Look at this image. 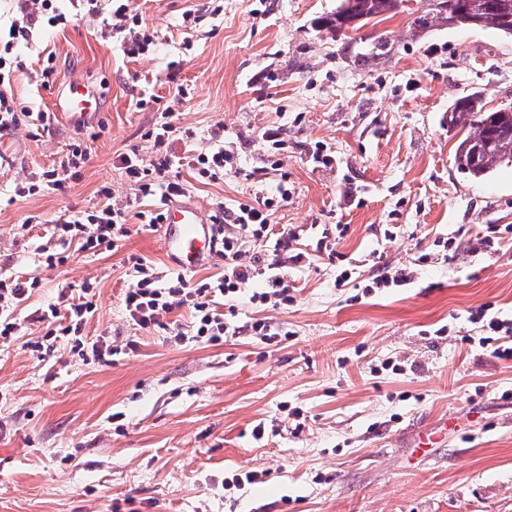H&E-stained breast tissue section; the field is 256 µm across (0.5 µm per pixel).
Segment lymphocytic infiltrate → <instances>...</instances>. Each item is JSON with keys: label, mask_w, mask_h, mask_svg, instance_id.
Segmentation results:
<instances>
[{"label": "lymphocytic infiltrate", "mask_w": 512, "mask_h": 512, "mask_svg": "<svg viewBox=\"0 0 512 512\" xmlns=\"http://www.w3.org/2000/svg\"><path fill=\"white\" fill-rule=\"evenodd\" d=\"M19 16L12 24L8 38L0 45V137L13 132L19 124L18 106L11 91V76L20 70L21 62L16 48L21 39L27 38L32 26L45 21L58 23L60 14L54 0H17ZM176 132L172 123L164 122L150 133L153 141V156L143 159L138 153L122 155L121 163L130 182L137 185L141 195L178 197L184 193V185L177 173L181 165L179 156L168 150V141ZM89 160L88 153L81 145H71L65 160L58 167L44 171L42 184L24 181L14 186L16 197L24 198L34 194L37 188L47 191L64 190L66 183L75 178L82 165ZM190 166L205 182L223 179L225 174L237 172L236 158L226 146L218 145L208 151L192 156ZM99 201L89 210L73 212L56 226L58 249L39 247L46 265L56 266L66 260L65 248L74 246L81 252H98L113 249L129 235L130 219H138L143 228L157 231L162 224V212L135 211L131 206L120 207L112 201L108 188L98 191ZM286 186H279L274 198H263L252 203H241L229 208L217 206L212 214L214 223L223 225L219 250L223 259L220 271L196 282L176 276L169 279L158 275L155 268L144 258L132 257L129 268L131 283L124 294L126 315L133 325L150 330L159 328L168 331L178 340L217 343L224 337L235 335V328L224 319L221 303L233 299L248 288L255 279H262L265 286L252 293L253 304L277 306L291 302L288 273L283 262L276 256L269 257L255 251L257 242L273 241L276 251L289 249L293 239L291 233L275 232L272 216L279 199L288 198ZM40 281L37 277L0 272V339L8 340L19 335L23 320L45 324L44 339L30 342L29 348L36 352L38 359H45L51 348L49 339L70 336L74 339L75 351H89L95 363H108L113 356L124 349H135V341L120 346L108 340L84 343L82 336L87 323L97 311L96 293L91 282H69L58 290L57 301L45 307L27 308ZM26 308V317H19L18 308ZM188 308L192 317L191 331L170 318L178 308Z\"/></svg>", "instance_id": "lymphocytic-infiltrate-1"}]
</instances>
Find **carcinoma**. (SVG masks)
<instances>
[{
	"label": "carcinoma",
	"instance_id": "cac0c4a2",
	"mask_svg": "<svg viewBox=\"0 0 512 512\" xmlns=\"http://www.w3.org/2000/svg\"><path fill=\"white\" fill-rule=\"evenodd\" d=\"M400 2L340 0L336 12L321 24L338 32L357 31L382 15H395ZM432 11L442 19L459 14L467 27L512 35V0H432ZM449 119L460 134L455 158L462 172L485 178L512 163V109L487 110L481 97L472 93L454 102Z\"/></svg>",
	"mask_w": 512,
	"mask_h": 512
}]
</instances>
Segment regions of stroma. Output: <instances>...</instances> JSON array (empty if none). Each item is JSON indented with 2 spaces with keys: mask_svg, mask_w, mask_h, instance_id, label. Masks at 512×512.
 <instances>
[{
  "mask_svg": "<svg viewBox=\"0 0 512 512\" xmlns=\"http://www.w3.org/2000/svg\"><path fill=\"white\" fill-rule=\"evenodd\" d=\"M337 3L133 0L155 45L131 58L107 27L110 0L95 14L62 0L66 22L19 43L12 92L31 111H48L54 88L80 77L107 103L83 129L56 119L47 132L22 125L0 138V260L40 280L37 307L56 302L62 281H91L98 311L85 341L139 345L89 364L63 336L42 362L27 343L46 328L27 320L0 341V512H512V359L480 347L471 321L481 307L512 316V166L462 173L448 131L449 107L468 93L490 110L512 106V37L434 18L415 30L430 0L339 36L319 24ZM166 119L196 133L170 139L174 154L207 150L219 126L238 154L240 174L208 185L181 168L204 212L284 182L291 195L273 222L297 232L300 248L314 249L317 225L345 227L338 261L289 265L288 305L238 297L241 331L216 345L129 323V256L174 274L160 233L134 223L118 251H75L55 268L36 252L101 187L114 203L134 201L120 157H149L146 134ZM271 127L288 142L277 170L262 138ZM75 141L90 155L77 179L15 198L16 180L39 181ZM322 145L335 157L327 168L310 161ZM29 214L44 221L21 231ZM443 238L454 243L447 259L420 263ZM383 266L413 268L412 284L365 293ZM344 269L352 287L336 285ZM255 318L285 330L281 343L252 336ZM443 417L461 431L416 456L412 430ZM249 470L262 482L234 485Z\"/></svg>",
  "mask_w": 512,
  "mask_h": 512,
  "instance_id": "obj_1",
  "label": "stroma"
}]
</instances>
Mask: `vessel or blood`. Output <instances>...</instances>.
Here are the masks:
<instances>
[{
    "mask_svg": "<svg viewBox=\"0 0 512 512\" xmlns=\"http://www.w3.org/2000/svg\"><path fill=\"white\" fill-rule=\"evenodd\" d=\"M103 94L82 80L69 81L52 99L51 109L73 128L84 127L101 112ZM162 226L164 252L179 269L209 265L218 254L219 227L193 201L164 200Z\"/></svg>",
    "mask_w": 512,
    "mask_h": 512,
    "instance_id": "vessel-or-blood-1",
    "label": "vessel or blood"
}]
</instances>
